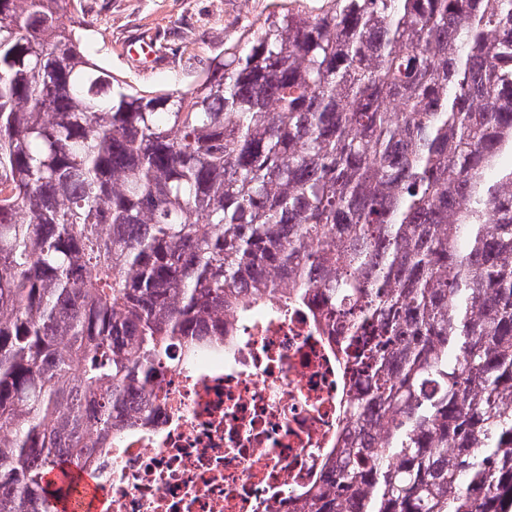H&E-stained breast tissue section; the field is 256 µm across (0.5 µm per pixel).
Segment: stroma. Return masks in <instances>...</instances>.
I'll list each match as a JSON object with an SVG mask.
<instances>
[{"instance_id":"35a3bbf8","label":"stroma","mask_w":512,"mask_h":512,"mask_svg":"<svg viewBox=\"0 0 512 512\" xmlns=\"http://www.w3.org/2000/svg\"><path fill=\"white\" fill-rule=\"evenodd\" d=\"M270 0H75L91 28L85 49L117 76L146 89L187 87L243 26L260 27ZM155 38L156 64L127 40Z\"/></svg>"}]
</instances>
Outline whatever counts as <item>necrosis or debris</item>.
Instances as JSON below:
<instances>
[{
  "instance_id": "1",
  "label": "necrosis or debris",
  "mask_w": 512,
  "mask_h": 512,
  "mask_svg": "<svg viewBox=\"0 0 512 512\" xmlns=\"http://www.w3.org/2000/svg\"><path fill=\"white\" fill-rule=\"evenodd\" d=\"M224 323L233 344L169 368L144 419L94 456L103 512H300L322 482L351 364L303 308Z\"/></svg>"
}]
</instances>
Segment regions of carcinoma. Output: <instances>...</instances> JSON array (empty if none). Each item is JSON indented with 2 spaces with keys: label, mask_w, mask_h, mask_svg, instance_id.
<instances>
[{
  "label": "carcinoma",
  "mask_w": 512,
  "mask_h": 512,
  "mask_svg": "<svg viewBox=\"0 0 512 512\" xmlns=\"http://www.w3.org/2000/svg\"><path fill=\"white\" fill-rule=\"evenodd\" d=\"M69 5L0 0V512L276 303L377 336L303 512H512V0H280L160 90Z\"/></svg>",
  "instance_id": "cac0c4a2"
}]
</instances>
